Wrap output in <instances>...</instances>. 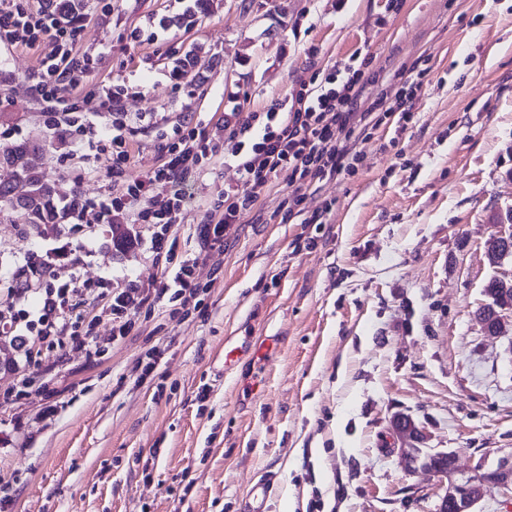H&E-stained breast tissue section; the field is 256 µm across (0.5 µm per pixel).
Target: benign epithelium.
<instances>
[{"label": "benign epithelium", "instance_id": "benign-epithelium-1", "mask_svg": "<svg viewBox=\"0 0 512 512\" xmlns=\"http://www.w3.org/2000/svg\"><path fill=\"white\" fill-rule=\"evenodd\" d=\"M400 459L408 472H428L448 480L439 497L437 512H476L475 507L488 485L512 490V457L499 460L493 469L480 464L467 477L459 476L455 457L447 452L428 453L421 448H402Z\"/></svg>", "mask_w": 512, "mask_h": 512}]
</instances>
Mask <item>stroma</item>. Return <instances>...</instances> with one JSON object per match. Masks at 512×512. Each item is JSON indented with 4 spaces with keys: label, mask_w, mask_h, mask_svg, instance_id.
<instances>
[{
    "label": "stroma",
    "mask_w": 512,
    "mask_h": 512,
    "mask_svg": "<svg viewBox=\"0 0 512 512\" xmlns=\"http://www.w3.org/2000/svg\"><path fill=\"white\" fill-rule=\"evenodd\" d=\"M82 10L74 49L91 70L68 96L87 110L121 89L136 178L162 164L182 119L224 140L233 113L290 98L308 60L329 71L371 55L370 102L410 68L425 76L403 130L380 124L355 172L307 192L303 208H327L325 223L283 221L285 176L261 192L256 216L200 261L198 311L156 305L93 361L66 345L24 354L0 342V395L23 375L48 385L0 405V512H239L267 473L279 482L269 512H436L439 477L399 462V416L461 472L511 456L512 319L492 339L477 311L490 280H512V257L494 265L484 248L512 210V0H210L202 15L196 0H84ZM39 63V50L0 43V148L39 146L64 194H119L106 162L50 129L31 94ZM238 179L220 157L200 177L173 227L179 251ZM135 228L141 245L119 252L109 225L71 227L83 280L158 278L151 229ZM58 234L0 214V302L12 271ZM245 334L280 344L266 364L245 357L217 378L225 338ZM152 350L157 365L139 378ZM50 400L60 409L46 418Z\"/></svg>",
    "instance_id": "stroma-1"
}]
</instances>
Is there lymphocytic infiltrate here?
I'll return each instance as SVG.
<instances>
[{"mask_svg":"<svg viewBox=\"0 0 512 512\" xmlns=\"http://www.w3.org/2000/svg\"><path fill=\"white\" fill-rule=\"evenodd\" d=\"M81 16L60 18L49 7L22 9L0 0V41L22 42L40 47L43 54L34 86L36 98L45 102L54 130L64 132L88 151L112 154V175L123 179L124 191L115 197L88 199L68 210L69 224L94 221L113 224L117 213L126 208L137 210V221L153 225L155 231L149 249L162 262L160 277L149 284L129 282L122 288L102 292V314L110 317V336L94 335V320L81 310V297L88 286L80 279V259L69 243H62L41 257L38 266L23 265L13 271L17 286L0 310V335L16 350H27L31 340L54 341L71 336L74 348L85 352L118 344L135 330L140 312L150 302L165 301L187 307L196 294L195 271L201 255L224 244V232L255 211L260 193L273 178L286 175L292 189L287 218H294L306 191L317 182L354 168L363 158L338 139L339 133L368 139L373 113L412 120V99L422 85V72L409 71L400 90L393 97L379 98L369 111L358 105L368 83L371 57L359 65H345L343 75L312 69L309 77L299 79L289 100L264 112H249L238 117L227 145L213 143L198 126L183 121L177 142L165 145L166 159L145 178L126 176L130 160L129 140L134 130L118 118L120 96L108 92L100 97L98 110L113 114L105 133H98L93 114L81 112L68 99L69 89L78 87L90 71V61L77 54L73 36L80 28ZM230 158L237 167L240 186L225 194L224 208L209 212L196 230V253L178 255L171 229L188 197L189 182L198 180L217 155ZM69 264V281L55 283V268ZM35 298L37 307L29 311L22 304Z\"/></svg>","mask_w":512,"mask_h":512,"instance_id":"1","label":"lymphocytic infiltrate"}]
</instances>
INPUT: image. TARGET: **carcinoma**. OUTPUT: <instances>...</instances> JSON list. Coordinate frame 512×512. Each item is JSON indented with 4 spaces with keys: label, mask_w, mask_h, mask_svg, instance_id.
I'll return each mask as SVG.
<instances>
[{
    "label": "carcinoma",
    "mask_w": 512,
    "mask_h": 512,
    "mask_svg": "<svg viewBox=\"0 0 512 512\" xmlns=\"http://www.w3.org/2000/svg\"><path fill=\"white\" fill-rule=\"evenodd\" d=\"M35 153V147L22 144L0 150V166L15 168V177L29 187L28 193L17 195L13 183L0 181V212L9 210L36 227L42 224H61L66 208L77 201V195L69 199L61 196L45 171L30 159ZM486 288L500 303L512 301V282L492 279Z\"/></svg>",
    "instance_id": "cac0c4a2"
}]
</instances>
